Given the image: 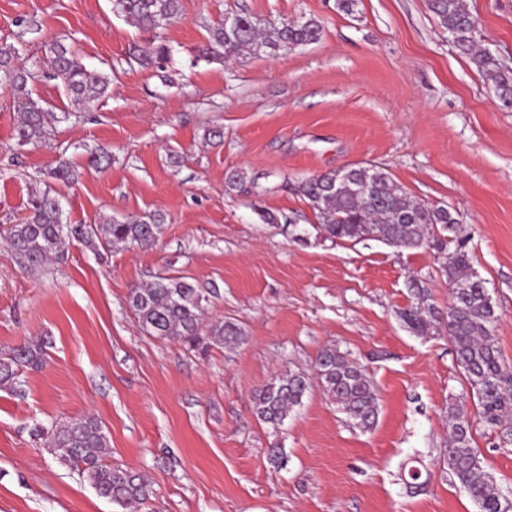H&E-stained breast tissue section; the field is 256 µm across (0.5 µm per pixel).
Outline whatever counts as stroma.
<instances>
[{"label": "stroma", "mask_w": 512, "mask_h": 512, "mask_svg": "<svg viewBox=\"0 0 512 512\" xmlns=\"http://www.w3.org/2000/svg\"><path fill=\"white\" fill-rule=\"evenodd\" d=\"M483 44L512 67V0H469ZM163 29L165 70L141 67L143 35L110 0H0V45L33 73L51 106L41 142L18 145L21 103L0 81V358L43 343L21 389L0 388V512H121L32 436L35 424L91 415L109 463L141 474L135 512H479L446 462L448 409L473 426V446L512 494V445L478 417L445 333L399 318L411 290L447 309L443 261L378 240L331 242L298 191L306 177L375 163L417 201L459 219L472 265L499 319L494 336L512 370V108L460 54L428 0H182ZM265 20L317 19L318 42L194 62L207 29L231 10ZM72 44L112 78L107 98L74 102L41 64ZM221 128L215 144L208 130ZM107 152L106 170L91 154ZM77 172L56 186L66 223L157 212L151 247L100 252L76 243L30 269L6 230L53 184L58 158ZM238 172L244 190L229 188ZM276 223L268 224L263 214ZM185 277L207 298L205 321L238 326L236 344L196 348L147 335L128 303L156 276ZM334 347L361 365L380 404L376 426H351L312 389L284 427L253 409L275 375L311 371ZM282 466L267 459L271 445ZM425 484L406 485L410 467Z\"/></svg>", "instance_id": "35a3bbf8"}]
</instances>
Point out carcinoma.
<instances>
[{
  "label": "carcinoma",
  "mask_w": 512,
  "mask_h": 512,
  "mask_svg": "<svg viewBox=\"0 0 512 512\" xmlns=\"http://www.w3.org/2000/svg\"><path fill=\"white\" fill-rule=\"evenodd\" d=\"M110 2L115 16L152 35L147 46L136 48V59L144 66L162 69L170 57V47L160 30L181 16V0ZM429 8L448 31L453 46L470 57L491 81L502 103L512 107V68L481 47L479 23L468 0H429ZM321 34V25L311 17L275 23L263 22L245 10L232 11L208 28L207 42L198 48L195 60L222 62L245 51L257 55L282 45H309ZM13 54V46H0V77L11 81L23 100L16 136L19 143L29 144L42 138L48 110L32 97L27 76L10 67ZM45 63L52 65V78L78 103L89 106L108 93L109 78L87 68L66 43H53ZM299 191L318 217L319 233L332 242L372 238L400 250L427 247L444 259L442 269L451 287L448 312L441 313L428 302L426 290L416 287L415 302L401 310L399 318L422 334L434 325L444 326L481 420L498 430L502 442L512 443V372L503 366L496 344L498 315L485 281L471 265L468 243L457 236L459 219L446 207L413 200L383 167L371 163L307 177L300 182ZM57 200L59 196L50 188L32 195L25 222L6 229L10 245L31 268H41L50 259L64 256L73 240L103 249L119 244L143 248L155 243L161 234L163 217L151 212L122 221L110 218L94 225L88 234L85 224L71 227L64 223ZM205 301L201 290L185 278L159 276L132 289L128 298L141 328L151 336L178 339L191 348L200 345L204 334L217 342H236L238 330L232 324L220 322L202 329ZM42 354V345H25L10 357L1 358L0 387L15 386L19 368L38 366ZM315 374L324 394L355 426L363 431L374 427L378 397L362 366L330 347L317 355ZM311 387L305 372L288 371L272 378L253 397L256 417L274 429L280 428ZM448 433V469L479 512H512V498L485 469L481 453L472 447L471 422L458 409L448 411ZM33 436L51 452L59 453L99 496L113 504L125 509L149 495L143 479L104 461L109 443L97 419L40 423L35 425Z\"/></svg>",
  "instance_id": "obj_1"
}]
</instances>
